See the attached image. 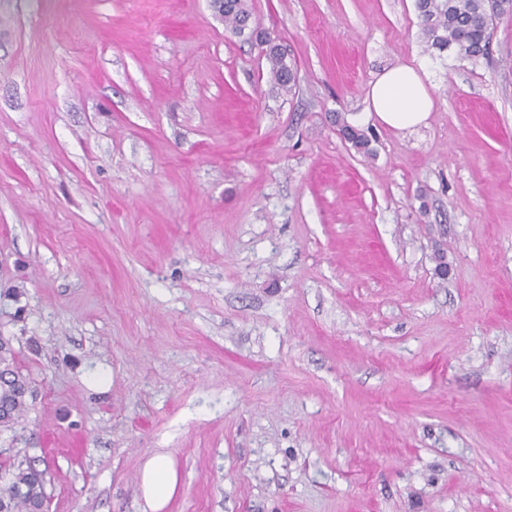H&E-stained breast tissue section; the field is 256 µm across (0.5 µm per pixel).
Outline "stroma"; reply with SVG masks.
<instances>
[{
  "label": "stroma",
  "instance_id": "obj_1",
  "mask_svg": "<svg viewBox=\"0 0 512 512\" xmlns=\"http://www.w3.org/2000/svg\"><path fill=\"white\" fill-rule=\"evenodd\" d=\"M249 5L292 91L210 0H0V334L38 395L0 449L50 512H142L157 453L165 512H512V18L472 62L415 0ZM412 61L399 132L367 90ZM265 56L274 81L283 89L290 91L292 89L291 83L293 82V77L291 78V75L294 71L293 68L288 65L284 54L280 53V51L273 46L269 49H265ZM421 64H398L384 70L367 93L368 112L385 126L400 132L426 125L434 98L425 84ZM178 486L179 476L171 457L156 455L148 458L140 478L143 512H161L176 494Z\"/></svg>",
  "mask_w": 512,
  "mask_h": 512
}]
</instances>
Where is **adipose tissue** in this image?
<instances>
[{
    "instance_id": "1",
    "label": "adipose tissue",
    "mask_w": 512,
    "mask_h": 512,
    "mask_svg": "<svg viewBox=\"0 0 512 512\" xmlns=\"http://www.w3.org/2000/svg\"><path fill=\"white\" fill-rule=\"evenodd\" d=\"M370 112L385 126L408 132L426 125L434 109V98L419 65L398 64L384 70L367 93ZM179 486L171 457L148 458L141 470L140 490L146 512H163Z\"/></svg>"
}]
</instances>
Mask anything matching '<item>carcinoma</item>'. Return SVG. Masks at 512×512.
<instances>
[{"instance_id": "obj_1", "label": "carcinoma", "mask_w": 512, "mask_h": 512, "mask_svg": "<svg viewBox=\"0 0 512 512\" xmlns=\"http://www.w3.org/2000/svg\"><path fill=\"white\" fill-rule=\"evenodd\" d=\"M424 51L443 53L452 47L461 59L477 61L488 57L498 20L512 14V0H416ZM252 14L247 0H224V25L241 35ZM274 81L292 89L293 68L276 47L265 49ZM345 138L360 152H371L367 131L343 126ZM13 338L0 334V433L14 431L32 409L29 401L32 379L23 372ZM49 499L47 472L30 465L0 460V512H38Z\"/></svg>"}]
</instances>
